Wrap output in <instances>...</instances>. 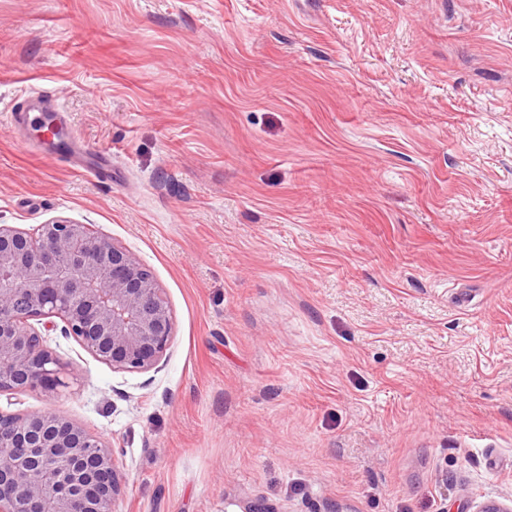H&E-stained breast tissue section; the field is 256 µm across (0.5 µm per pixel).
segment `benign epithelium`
Instances as JSON below:
<instances>
[{"mask_svg":"<svg viewBox=\"0 0 512 512\" xmlns=\"http://www.w3.org/2000/svg\"><path fill=\"white\" fill-rule=\"evenodd\" d=\"M56 328L114 369L146 371L173 319L151 271L90 225H0V393L65 385L43 344ZM123 486L114 450L65 416L0 413V512H114Z\"/></svg>","mask_w":512,"mask_h":512,"instance_id":"1","label":"benign epithelium"}]
</instances>
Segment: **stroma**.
I'll return each instance as SVG.
<instances>
[{"label":"stroma","instance_id":"35a3bbf8","mask_svg":"<svg viewBox=\"0 0 512 512\" xmlns=\"http://www.w3.org/2000/svg\"><path fill=\"white\" fill-rule=\"evenodd\" d=\"M58 89L94 178L5 117ZM127 248L156 368L50 332L117 512L512 500V0H0V225Z\"/></svg>","mask_w":512,"mask_h":512}]
</instances>
